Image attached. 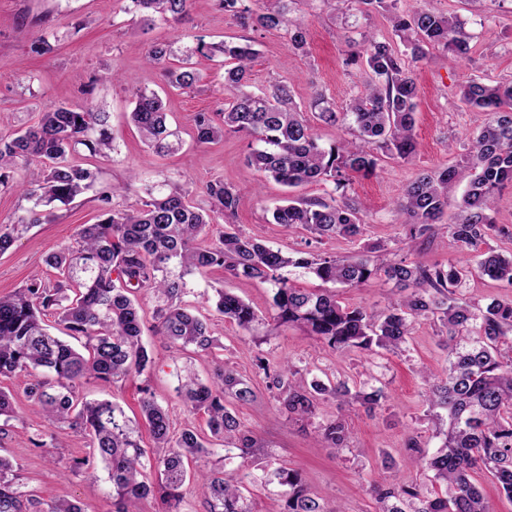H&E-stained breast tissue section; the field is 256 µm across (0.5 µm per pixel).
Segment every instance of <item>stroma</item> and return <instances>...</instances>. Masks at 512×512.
Masks as SVG:
<instances>
[{
  "label": "stroma",
  "instance_id": "1",
  "mask_svg": "<svg viewBox=\"0 0 512 512\" xmlns=\"http://www.w3.org/2000/svg\"><path fill=\"white\" fill-rule=\"evenodd\" d=\"M121 6V0H0V132L32 125L41 112L56 104L91 106L109 113L115 150L106 158L82 151L73 160L95 170L98 184H127V191L114 198L116 206L138 205L144 187L164 179L182 185L190 200L203 206L207 203L203 187L221 179L242 194L234 224L244 234L282 251L345 257L365 250L375 265L403 259L476 267L479 252L458 248L448 237L460 192L449 195L434 236L414 250L403 244L405 217L398 204L418 173L457 164L470 137L483 124L484 113L471 111L459 100L465 75L512 81V0H496L492 5L484 0H400L403 11L428 8L464 21L471 36L469 59L459 67L446 53L434 50L417 65V152L408 161L385 160L373 175L354 176L347 193L360 202L364 224L361 235L352 239H321L303 229L289 234L270 221L272 210L286 194L325 199L331 185L311 183L289 192L272 179H260L248 166L245 136L229 134L207 144L195 140L197 113L215 116L224 109L221 58H194L202 81L191 90L166 92L158 69L146 64L144 54L150 43L178 39L188 45L197 35L210 41L249 39L260 51L250 71V92L260 95L271 84L282 82L291 86L302 112H309L320 92L342 112L366 78L362 69L346 65L347 49L368 35L394 40L386 15L367 9L361 0H345L337 8L322 0H292V16L309 29L306 52L295 53L289 50L282 31L240 27L211 0H197L190 22L180 28L132 23ZM43 36L48 37L52 51L33 53V44ZM140 90L161 92L169 123L182 139L177 152L160 156L142 142L129 117ZM55 212V222L31 226L0 254V295L21 287L35 273L55 281L57 272L46 265L47 255L72 245L81 225L95 223L98 214L90 192L72 205L56 207ZM219 288L255 309L259 319L252 329H243L216 312L211 298ZM333 290L342 305L374 312L408 294L407 289L380 276L357 288L337 284ZM273 295L271 284L238 279L219 268L189 276L187 299L217 341L216 348L198 353L181 351L155 336L154 301L141 298L143 341L154 368L114 384L90 379L79 393L89 400H112L136 418L140 390L146 386L167 410L172 434H180L188 425L203 433L206 416L190 411L178 397L176 374L189 366L206 381L216 365H224L247 380L256 393L254 401L232 405L244 429L264 447L263 456L251 460L246 468L244 495L251 512H280L288 491L276 476L281 468L297 472L311 491L328 504L340 505L344 512H376L374 490L399 476L409 454L408 439H416L427 457L442 446L427 414L425 376L444 373L448 365L445 337L437 323L422 318L400 353H338L303 328L275 326ZM260 357L274 366L289 363L321 380L344 381L353 391L380 389L385 397L372 410L329 401L310 419L295 421L279 411L256 365ZM0 389L11 393L14 404L13 418L0 428V456L12 462L36 512H44L48 504L63 497L78 502L86 512H113L107 477L89 479L74 467L76 460L89 454V438L62 427L56 433L57 460L48 463L38 446L45 422L32 410L25 382L0 377ZM337 414L343 415L350 431L347 446L339 452L317 442L320 426Z\"/></svg>",
  "mask_w": 512,
  "mask_h": 512
}]
</instances>
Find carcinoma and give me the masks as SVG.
Here are the masks:
<instances>
[{"label":"carcinoma","instance_id":"carcinoma-1","mask_svg":"<svg viewBox=\"0 0 512 512\" xmlns=\"http://www.w3.org/2000/svg\"><path fill=\"white\" fill-rule=\"evenodd\" d=\"M122 10L134 22L160 21L183 24L193 0H123ZM216 6L242 27L252 24L279 29L294 50H305L307 32L290 16L287 0H214ZM388 15L394 34L404 50L369 35L350 51L346 63L365 66L370 80L363 84L349 106L338 112L324 95L316 96L311 108L326 123L352 120L354 138L326 146L314 127L298 110L292 89L277 83L264 96L248 91L249 71L259 51L250 42L202 37L179 49L174 43H154L146 51L147 62L160 70L166 86L187 89L202 80L192 66L196 56L223 57L224 101L221 123L207 112L195 119L196 140L210 143L227 134H244L257 147L247 154V163L266 178L289 187L311 182L333 184L341 200L289 198L272 213L274 223L291 231L302 227L320 237L353 238L361 234V207L346 195L352 175L374 174L383 157L410 159L416 152L414 136L416 99L419 89L413 67L441 50L457 64L470 51V36L455 16L424 8L399 10V0H363ZM460 101L487 114V120L472 139L462 164L422 174L411 181L399 203L406 216L405 240L411 246L432 230L448 206V193L456 183L467 181L459 211L448 225V236L460 248H476L495 234L503 233L492 215L496 195L512 184V82L490 83L469 75L460 85ZM145 144L158 153L175 150L177 132L167 123L162 99L154 92L136 93L130 112ZM108 113L87 107L76 110L66 104L41 113L37 124L9 135L0 134V186L10 179L8 169L22 164L33 167L22 188L34 205L16 223L0 225V254L33 224L55 219L48 206L72 203L96 182L90 169L71 161L81 150L106 155L113 150ZM117 187H102L95 201L101 211L96 224H84L75 245L49 254L46 264L58 272L48 285L34 277L25 286L0 296V376H22L28 381V397L36 412L52 426L66 424L85 433L91 455L78 467L94 469L100 462L112 483L114 512H138L140 500L157 494L165 512H180L181 488L187 478L185 461L200 460L213 450L194 428L178 437L170 433L168 413L141 389L138 422L109 399L87 400L79 396L82 380H123L152 368L154 361L141 341L142 316L138 296L152 295L154 333L183 349L192 346L207 351L214 345L206 324L184 301L186 276L220 267L236 278L271 282L276 288L273 321L279 326H299L337 352L360 350L392 353L402 350L419 318H432L446 328L448 370L429 382L431 406L448 410V419L434 415V426L445 441L429 459L413 438L407 448L410 463H426L432 481L444 494L422 501L412 512H493L489 501L471 481L482 470L499 484L512 500V300L494 299L475 307L456 295L473 272L512 284V257L494 248L482 254L476 270L453 264L423 265L404 260L382 267L371 264L365 254L338 258L333 254L300 252L288 255L263 240L247 236L230 224L216 241H207V227L215 219L235 216L239 192L221 180L203 189L208 208L189 203L182 188L165 180L147 189V200L132 209L112 205ZM301 268L324 283L359 287L378 274L399 288H413L402 299L391 301L377 315L350 308L329 291L306 292L293 287L282 270ZM216 311L248 329L257 319L254 309L239 297L216 290ZM72 338H82V349L50 333L48 317ZM259 368L277 390V400L287 417L305 420L321 403L344 398L348 404L374 407L382 392H351L338 381L325 383L298 375L284 365L275 371L264 361ZM177 394L191 411L206 416L211 436L224 441V459L238 451L243 462L263 452V447L241 427L227 407L226 398L249 403L255 391L248 382L222 366L209 383L186 374L179 376ZM153 439V456L140 445V425ZM349 432L339 417L320 429L323 448L341 450ZM156 475L146 481V471ZM243 468L228 473L210 468L199 473V493L207 512H250L242 488ZM280 483L288 486L282 512H342L329 507L310 492L299 475L278 470ZM419 498L416 484L400 482L376 490L378 512H406L404 506ZM32 499L22 490L10 460L0 457V512H29Z\"/></svg>","mask_w":512,"mask_h":512}]
</instances>
